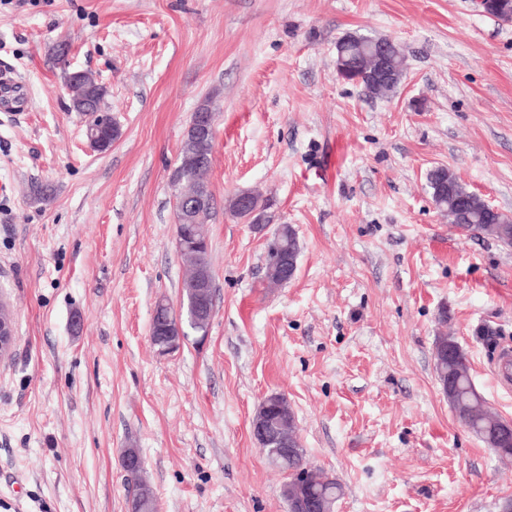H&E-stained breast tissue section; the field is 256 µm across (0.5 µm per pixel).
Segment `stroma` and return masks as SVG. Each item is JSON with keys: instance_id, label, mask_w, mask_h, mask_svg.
I'll return each mask as SVG.
<instances>
[{"instance_id": "35a3bbf8", "label": "stroma", "mask_w": 512, "mask_h": 512, "mask_svg": "<svg viewBox=\"0 0 512 512\" xmlns=\"http://www.w3.org/2000/svg\"><path fill=\"white\" fill-rule=\"evenodd\" d=\"M406 55L389 97L336 74L345 34ZM67 54H60V47ZM0 512H129L125 449L157 512H288L251 434L284 395L334 512H497L501 459L457 420L434 366L447 333L488 409L512 350V247L452 230L428 173L512 216V23L477 0H0ZM91 72L120 128L90 147L65 77ZM217 114L207 225L215 314L173 353L150 340L185 267L169 173L192 113ZM332 166V178L321 171ZM42 185L46 199L32 192ZM242 189L292 225L297 272L266 281ZM0 336H10L8 346L5 347L3 340L0 342V359H3L11 352L15 337H13L14 318L2 292L0 294Z\"/></svg>"}]
</instances>
